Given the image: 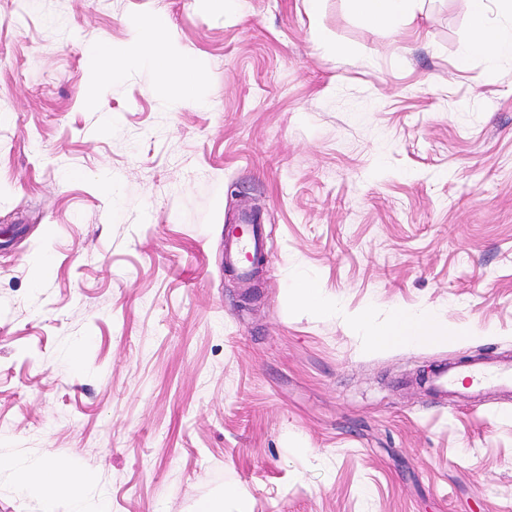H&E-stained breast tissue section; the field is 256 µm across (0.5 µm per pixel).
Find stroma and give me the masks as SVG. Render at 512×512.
<instances>
[{"label": "stroma", "mask_w": 512, "mask_h": 512, "mask_svg": "<svg viewBox=\"0 0 512 512\" xmlns=\"http://www.w3.org/2000/svg\"><path fill=\"white\" fill-rule=\"evenodd\" d=\"M244 2L0 0V456L92 474L91 512H512V397L421 375L512 362V58L463 57L462 0ZM158 14L156 58L95 83ZM179 54L200 104L159 82ZM252 210L250 283L224 226ZM368 307L450 335L371 347ZM77 507L0 471V512ZM351 9L362 20L378 25L390 26L396 22L413 18L419 0H348ZM231 234L233 238L231 235H227L224 247V267L233 270L238 278L248 280L251 268L243 265L239 259L241 253L251 254L263 250L261 228L258 224L255 231L252 230L247 235L236 233V230H233ZM291 296L298 307L310 312L323 313L329 307V302L316 282H300L292 288Z\"/></svg>", "instance_id": "stroma-1"}]
</instances>
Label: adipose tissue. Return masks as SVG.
<instances>
[{
	"label": "adipose tissue",
	"mask_w": 512,
	"mask_h": 512,
	"mask_svg": "<svg viewBox=\"0 0 512 512\" xmlns=\"http://www.w3.org/2000/svg\"><path fill=\"white\" fill-rule=\"evenodd\" d=\"M350 7L362 20L390 26L414 17L419 0H349ZM467 15L474 39L467 46V53L484 54L488 61L512 55V41L502 40L492 27L489 18V0H465ZM166 29L156 18H149L138 25L135 42L122 50L96 47L91 51L95 63L97 82L106 83L118 78L125 69L145 63L156 46L166 39ZM368 343L377 347L392 344L411 345L435 337L440 331L433 315L416 316L399 310L385 321H377L372 311L366 310L354 319ZM13 471L17 483L26 491L43 492L49 487L85 488L90 486L92 475L75 471L62 461L50 460L33 468L16 467L13 460L1 457L0 469Z\"/></svg>",
	"instance_id": "ef3b65f1"
}]
</instances>
